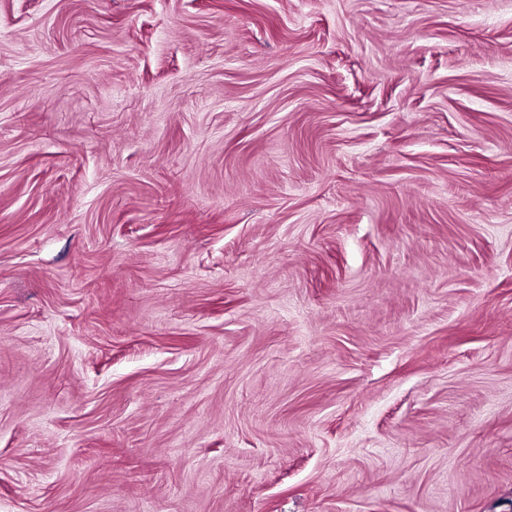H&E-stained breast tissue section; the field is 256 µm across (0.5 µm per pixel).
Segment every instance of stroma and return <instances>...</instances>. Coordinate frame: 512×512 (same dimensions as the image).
<instances>
[{
  "mask_svg": "<svg viewBox=\"0 0 512 512\" xmlns=\"http://www.w3.org/2000/svg\"><path fill=\"white\" fill-rule=\"evenodd\" d=\"M0 512H512V0H0Z\"/></svg>",
  "mask_w": 512,
  "mask_h": 512,
  "instance_id": "1",
  "label": "stroma"
}]
</instances>
